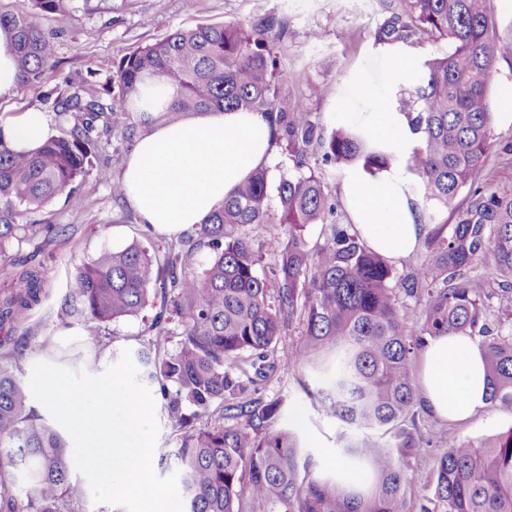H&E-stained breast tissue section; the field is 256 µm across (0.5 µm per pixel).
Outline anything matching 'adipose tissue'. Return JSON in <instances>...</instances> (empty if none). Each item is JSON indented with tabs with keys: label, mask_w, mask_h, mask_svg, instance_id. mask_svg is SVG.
<instances>
[{
	"label": "adipose tissue",
	"mask_w": 512,
	"mask_h": 512,
	"mask_svg": "<svg viewBox=\"0 0 512 512\" xmlns=\"http://www.w3.org/2000/svg\"><path fill=\"white\" fill-rule=\"evenodd\" d=\"M371 109L348 112L350 124L411 150L415 137L402 113L382 109L384 93L358 85ZM49 136L44 112L30 108L0 116V138L18 150L40 146ZM271 129L254 112L211 111L156 126L129 153L122 182L144 223L178 236L201 223L272 156ZM408 176L391 168L376 178L352 171L343 195L351 221L366 244L384 256L412 254L426 232L421 208L407 192ZM487 373L482 354L465 335L438 336L421 356L419 397L436 418L462 423L483 410Z\"/></svg>",
	"instance_id": "adipose-tissue-1"
}]
</instances>
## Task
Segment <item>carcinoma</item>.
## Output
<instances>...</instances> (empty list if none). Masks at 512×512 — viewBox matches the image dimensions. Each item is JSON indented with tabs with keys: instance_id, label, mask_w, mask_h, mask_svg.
Segmentation results:
<instances>
[{
	"instance_id": "carcinoma-1",
	"label": "carcinoma",
	"mask_w": 512,
	"mask_h": 512,
	"mask_svg": "<svg viewBox=\"0 0 512 512\" xmlns=\"http://www.w3.org/2000/svg\"><path fill=\"white\" fill-rule=\"evenodd\" d=\"M0 12V29L13 33L19 87L42 82L56 55L54 34L36 10L67 9L70 0H18ZM489 0H404L375 31V42L415 47L427 36L448 40V51L427 57L411 85L387 102L405 114L417 144L405 154L352 126L326 133L300 101L276 109L279 88L270 70L271 18L246 29L236 23L178 29L166 40L123 56L98 90L88 79L55 98L67 125L34 150L17 151L0 137V271L11 286L0 296V512H83L85 485L73 478L69 445L55 424L30 405L22 379L23 348L11 333L50 296L44 266L15 275L9 248L37 235L65 232L56 224H20L23 211L71 192L97 156L99 128L123 117V138L140 129L208 111L257 112L284 141L295 170L272 184L255 170L194 229L209 251L195 268L191 252L166 258L163 309L148 346L134 353L139 380L156 389L174 447L166 458L179 472L185 512H411L408 458L424 444L405 428L422 408L412 359L427 338L480 337L489 380L487 401L512 404V331L484 323L479 283L467 277L489 256L512 282V191L478 182L491 140L490 84L495 65L512 61V32L501 34ZM173 89L160 101L155 86ZM313 148L322 159L370 177L403 164L429 219L467 192L448 233L426 241L427 256L401 282L409 294L426 291L414 331L396 298L389 261L370 249L350 224L334 222L310 244L303 228L334 214L327 185L308 167ZM286 224L273 279L259 273L261 256L248 228ZM148 253L132 243L104 248L77 268L60 315L83 323L87 343L102 352V328L135 316L157 283ZM298 320L302 340L275 360L285 323ZM175 342L172 351L164 350ZM300 367L303 384L339 435L336 475L300 460V442L283 418L282 402L260 393L275 368ZM365 467L367 488H350L344 472ZM430 486L442 512H512V430L477 443L448 432Z\"/></svg>"
}]
</instances>
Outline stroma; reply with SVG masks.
Returning <instances> with one entry per match:
<instances>
[{"label": "stroma", "mask_w": 512, "mask_h": 512, "mask_svg": "<svg viewBox=\"0 0 512 512\" xmlns=\"http://www.w3.org/2000/svg\"><path fill=\"white\" fill-rule=\"evenodd\" d=\"M401 0H70L66 11L40 13L39 24L56 36L55 64L41 84L18 90L0 100V113L16 114L36 107L46 112L51 135L63 132L53 102L72 78L93 75L104 81L121 57L138 48L159 42L175 30L199 25L235 22L251 26L265 18L275 19L269 45L276 60L274 77L279 85L278 108L288 109L303 102L325 129H334L332 112L338 100L350 96L355 80H364L396 98L400 80L389 70L382 48L373 38L376 28L392 12L401 10ZM512 124L494 121L492 144L481 178L493 179L500 189L512 191ZM119 128L104 132L99 143L100 162L78 180L71 194L52 200L23 217L27 224H66L69 235L37 237L10 253L16 270L44 263L48 271L50 298L35 309L17 335L32 333L24 351L25 362L52 359L83 369L94 355L79 336L63 335L59 302L76 267L112 246V230H123L122 245H143L154 262H163L178 239L145 233L141 218L130 200H115L112 184L121 169L105 159L124 149ZM482 281L487 323L491 328L512 330V299L504 296L500 277L487 262H477L468 272ZM160 309L159 299L150 300L140 314L108 323L104 329L112 349L138 350L152 333L149 325ZM306 371L293 368L274 373L262 396L282 399L285 419L300 435L303 453L311 455L318 471H335L339 461L336 437L343 426L320 413L302 391ZM512 429V406H486L456 431L477 441ZM448 425L426 412L415 417L414 434L427 446L411 457L414 479L406 489L413 507H433V490L428 485L431 470L448 440Z\"/></svg>", "instance_id": "obj_1"}]
</instances>
